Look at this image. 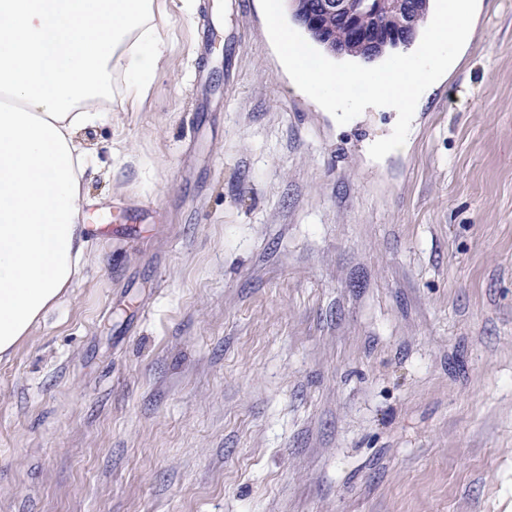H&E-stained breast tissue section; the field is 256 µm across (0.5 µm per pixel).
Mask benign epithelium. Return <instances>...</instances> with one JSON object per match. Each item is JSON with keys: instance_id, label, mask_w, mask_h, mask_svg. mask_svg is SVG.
I'll list each match as a JSON object with an SVG mask.
<instances>
[{"instance_id": "7a95c632", "label": "benign epithelium", "mask_w": 512, "mask_h": 512, "mask_svg": "<svg viewBox=\"0 0 512 512\" xmlns=\"http://www.w3.org/2000/svg\"><path fill=\"white\" fill-rule=\"evenodd\" d=\"M300 22L318 34L333 53L341 55L354 45L369 56L408 43L407 36L424 20L417 0H291ZM332 16L349 33V41L327 36L323 19ZM399 19L398 27L390 20Z\"/></svg>"}]
</instances>
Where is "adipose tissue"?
I'll list each match as a JSON object with an SVG mask.
<instances>
[{"mask_svg":"<svg viewBox=\"0 0 512 512\" xmlns=\"http://www.w3.org/2000/svg\"><path fill=\"white\" fill-rule=\"evenodd\" d=\"M163 0H0V360L66 296L90 248L83 131L113 72L143 97L166 60Z\"/></svg>","mask_w":512,"mask_h":512,"instance_id":"ef3b65f1","label":"adipose tissue"}]
</instances>
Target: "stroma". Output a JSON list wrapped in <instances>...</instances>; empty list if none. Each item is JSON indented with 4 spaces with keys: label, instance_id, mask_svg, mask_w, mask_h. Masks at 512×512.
I'll return each mask as SVG.
<instances>
[{
    "label": "stroma",
    "instance_id": "1",
    "mask_svg": "<svg viewBox=\"0 0 512 512\" xmlns=\"http://www.w3.org/2000/svg\"><path fill=\"white\" fill-rule=\"evenodd\" d=\"M166 5L0 362V512H512V0L379 161L396 111L296 92L260 0Z\"/></svg>",
    "mask_w": 512,
    "mask_h": 512
}]
</instances>
